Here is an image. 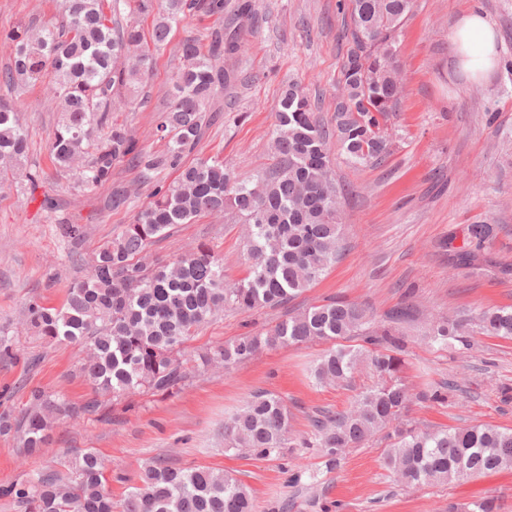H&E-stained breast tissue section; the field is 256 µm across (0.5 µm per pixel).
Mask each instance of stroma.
<instances>
[{"label":"stroma","mask_w":512,"mask_h":512,"mask_svg":"<svg viewBox=\"0 0 512 512\" xmlns=\"http://www.w3.org/2000/svg\"><path fill=\"white\" fill-rule=\"evenodd\" d=\"M251 2L255 20L246 26L238 79L218 95L209 127L186 157L190 163L223 159L242 181L272 162L273 113L289 82L304 87L322 121L334 125L349 38L348 19L337 0ZM473 9L485 14L497 32L499 66L481 83L459 69L449 44L459 17ZM60 16L61 0H0V34L31 21L53 23ZM224 25L215 16L186 18L154 49L153 69L135 94L136 109L113 115L144 151L166 150L156 126L181 65L180 41L191 34L206 38ZM398 54L404 93L387 121L391 156L381 166L355 168L339 147L331 149L335 177L349 188L340 204L343 255L289 307L224 310L188 341L187 352L202 353L268 329L289 311L331 298L362 305L379 320L410 302L416 316L399 326L408 349L405 382L417 390L448 380L456 384L447 403L414 405L412 417L432 428H512V339L474 336L465 347L427 337L439 316L512 306V0H415ZM0 100L17 106L28 135L20 171L40 173L35 188L0 187V325L9 328L20 353L17 361H0V411H21L34 387L79 403L91 387L78 370V346L26 333L21 308L32 299L62 305L69 284L86 276L92 252L121 225L132 223L151 201L155 185L171 184L177 172L159 170L150 184L123 160L113 168L111 181L80 190L50 158L48 142L60 115L48 105L43 84L12 90L0 85ZM118 184L130 200L115 208L110 199ZM46 198L52 210L42 209ZM59 223L83 225L79 258H71L57 237ZM473 224L489 225L490 235L472 264H456L453 255ZM245 237V225L206 215L178 225L149 253L166 260L208 244L223 257L224 285L232 288L248 273ZM323 350L320 343L279 347L229 371L191 369L175 396H134L128 406H115L106 421H57L38 457L21 454L18 436H0V485L57 468L77 451L92 448L104 460L116 501L131 490L142 466L160 459L231 474L249 487L254 512H461L484 497L496 498L501 512H512V469L409 488L385 467L387 443L380 435L349 449L336 467L313 448H289L279 458L226 449L224 419L254 393L280 396L292 434L300 439L312 430L311 416L347 409L374 384L366 368L346 385L317 383L312 369ZM295 472L300 475L296 481L291 478Z\"/></svg>","instance_id":"1"}]
</instances>
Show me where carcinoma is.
Returning a JSON list of instances; mask_svg holds the SVG:
<instances>
[{"mask_svg": "<svg viewBox=\"0 0 512 512\" xmlns=\"http://www.w3.org/2000/svg\"><path fill=\"white\" fill-rule=\"evenodd\" d=\"M414 0H343L350 40L340 68L336 99V140L348 162L371 167L391 154L388 114L401 98L400 29ZM224 0H62V21L39 29L22 25L0 36V51L12 57L0 83L23 87L51 72L48 102L61 112L50 140L60 169L77 172V182L92 190L112 179L121 159L148 175L166 167L178 179L159 186L154 200L101 245L86 278L71 284L60 307L30 301L23 326L50 341L87 349L81 373L90 397L70 405L40 388L29 392L27 406L15 416L0 413V435L18 434L22 452L41 455L53 421L64 415L104 419L108 399L136 394L168 398L178 394L189 375L185 344L224 309L250 311L292 302L338 258L343 235L339 198L330 158V132L308 94L290 83L275 112L274 163L251 183H242L218 158L183 164L184 154L200 142L206 112L218 93L232 83L234 68L224 61L243 53L251 0H240L234 17L210 33V42L188 35L180 44L182 66L167 92L168 103L157 132L168 139L167 152L149 154L111 113L129 108L133 91L148 75L153 56L139 25L125 13L154 17L152 40L164 43L174 25L198 13L224 14ZM28 152L27 135L16 112L0 101V177ZM228 215L250 225L246 241L247 277L224 287V263L210 247L148 263L144 253L169 237L179 224L202 215ZM61 241L75 249L85 231L79 224H58ZM490 229L469 228V242L457 248L456 261H474L470 244L481 245ZM400 331L377 322L344 298L312 305L288 315L263 333L237 338L203 356L205 365L228 371L265 349L285 345L332 343L313 368L320 384L350 383L368 363L376 383L345 411L313 420V440L329 464H339L349 448L378 433L388 441L384 463L405 485L445 483L487 470L512 468V429L473 425L435 430L409 416L413 401L442 402L443 391L416 395L403 383ZM475 335L512 339V307L482 309L466 318L440 316L430 339L469 345ZM283 399L251 395L224 422V444L269 457L292 447ZM0 498L21 504L24 512H253L248 488L238 479L204 467L145 464L137 485L120 502L112 501L105 466L93 448L69 463L68 473L38 471L20 482L0 485Z\"/></svg>", "mask_w": 512, "mask_h": 512, "instance_id": "carcinoma-1", "label": "carcinoma"}]
</instances>
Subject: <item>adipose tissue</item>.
Here are the masks:
<instances>
[{
	"label": "adipose tissue",
	"mask_w": 512,
	"mask_h": 512,
	"mask_svg": "<svg viewBox=\"0 0 512 512\" xmlns=\"http://www.w3.org/2000/svg\"><path fill=\"white\" fill-rule=\"evenodd\" d=\"M450 42L458 66L469 71L474 81L485 80L498 63L495 29L479 12L460 17Z\"/></svg>",
	"instance_id": "1"
}]
</instances>
